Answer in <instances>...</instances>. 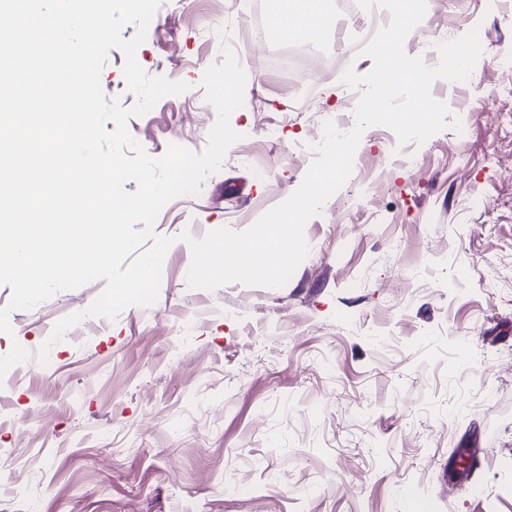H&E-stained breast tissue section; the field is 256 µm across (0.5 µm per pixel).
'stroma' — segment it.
<instances>
[{"instance_id":"35a3bbf8","label":"stroma","mask_w":512,"mask_h":512,"mask_svg":"<svg viewBox=\"0 0 512 512\" xmlns=\"http://www.w3.org/2000/svg\"><path fill=\"white\" fill-rule=\"evenodd\" d=\"M136 57L152 77L187 83L131 118L154 158L176 144L199 152L216 121L202 87L222 63L217 31L226 0H162ZM268 0H251L240 28L241 66L260 68L230 116L240 138L199 195L181 196L154 231L173 238L158 300L116 319L92 318L78 348L54 344L48 361L14 366L0 387V465L37 475V487H0V512H512V121L480 115L512 56V0H429L421 28L443 41L478 30L487 65L475 85L436 80L468 130L449 127L423 144L367 128L357 171L305 226L307 258L281 287L187 283L202 237L243 230L301 184L309 157L293 152L325 109L346 112L335 73L364 75L372 59L336 53L335 37L260 46ZM459 16L449 25V15ZM288 56L289 68H264ZM125 57L111 50L107 98L133 107ZM291 109L267 138L257 113ZM271 166L269 177L257 168ZM104 281L14 311L13 344L41 346L54 324L89 306ZM193 315L190 343L175 329ZM492 390L494 400L479 398ZM479 455L475 471L461 452Z\"/></svg>"}]
</instances>
